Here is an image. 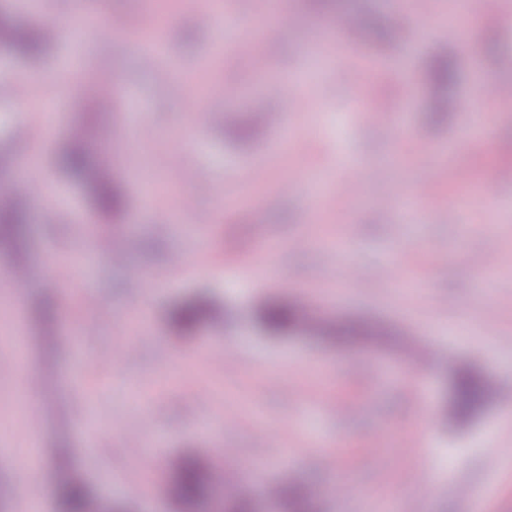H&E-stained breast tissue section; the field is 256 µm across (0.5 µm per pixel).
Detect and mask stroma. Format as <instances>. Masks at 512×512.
Segmentation results:
<instances>
[{"label": "stroma", "instance_id": "obj_1", "mask_svg": "<svg viewBox=\"0 0 512 512\" xmlns=\"http://www.w3.org/2000/svg\"><path fill=\"white\" fill-rule=\"evenodd\" d=\"M274 1L281 33L264 53L268 83L251 59L197 27L216 0H153L167 52L151 70L127 38L90 39L73 24L76 9L130 16L141 0H41L37 12L16 11L18 23L52 27L58 40L38 61L11 54L0 65V147L16 159L40 155L56 221L29 200V280L18 290L0 285V512H23L27 495L55 512L60 437L73 475L129 512H174L171 468L189 452L225 480L247 479L263 503L271 481L308 478L319 512H474L477 487L487 491L484 512H512V466L503 465L512 459V402L493 398L462 422L449 413L457 367L512 384V151L503 147L512 112L484 102L478 113L427 124L438 90L423 70L444 40L414 43L429 23H447L448 0H412L405 11L394 0H350L394 19L402 38L385 46L360 38L322 53L316 67L302 32L339 41L336 16L317 21L295 0ZM491 32L493 54L452 46V95H474L492 79L512 84V0L482 18L475 37ZM70 51L83 73L112 75L116 109L94 134L110 143L108 177L127 190L118 214L94 209L51 163L73 122L70 98L54 94ZM176 72L204 84L209 108L238 119L271 94L306 105L269 123L265 144L242 145L200 120L194 96L173 92ZM22 90L54 102L34 148L12 135ZM374 98L385 116L354 119L351 103ZM141 120L149 136L113 141V125ZM180 126L188 137L177 151L168 135ZM348 161L361 175L354 190L317 200V185H335ZM422 185L437 205L408 221L392 201ZM92 236L128 251L126 264L96 256L80 261L71 284L51 286L55 261L78 257ZM152 241L161 249L146 250ZM174 253L186 254L184 267L170 265ZM265 266L271 275L258 276ZM49 287L53 333L63 339L53 357L29 311ZM197 295L211 300L215 318L176 335L169 310ZM273 298L301 315L365 317L399 343L332 349L301 325L266 335L253 313ZM82 320L96 330L74 356L64 339ZM227 348L232 361H218ZM433 447L452 457V480L427 482ZM32 451L43 464L28 475L22 462Z\"/></svg>", "mask_w": 512, "mask_h": 512}]
</instances>
